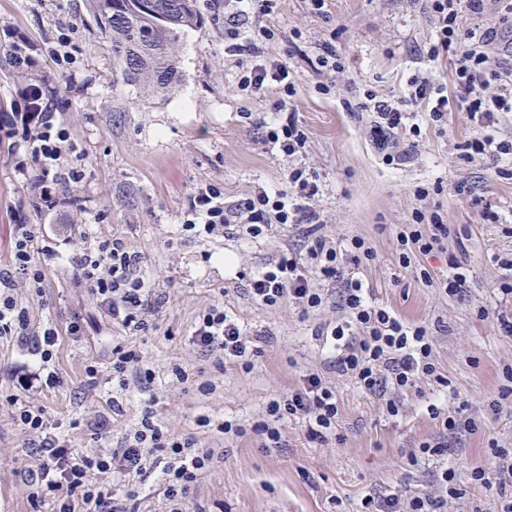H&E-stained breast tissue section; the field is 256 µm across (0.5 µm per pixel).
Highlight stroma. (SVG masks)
<instances>
[{
	"mask_svg": "<svg viewBox=\"0 0 512 512\" xmlns=\"http://www.w3.org/2000/svg\"><path fill=\"white\" fill-rule=\"evenodd\" d=\"M209 5L210 19L187 30L179 44V82L168 95L153 97L113 78L109 45L94 24L71 26L69 14L82 10L83 0H0V46H29L37 70L57 89V111L86 152L85 180L60 187V194L83 200L98 237L122 239L144 255L164 296L147 329L132 334L76 286L71 268L48 270L42 295L18 291L33 324L49 321L65 329L79 316L91 326L86 335L63 336L51 362L62 382L38 393L18 382L25 351L0 342V394L42 407L85 452L116 445L146 411L170 433L196 437L215 456L190 494L189 512H362L369 496L431 492L436 461L414 464L409 456L419 443L440 436L438 420L427 412L433 404L465 422L448 438V465L464 494L449 500L447 512H472L493 498L471 480L474 469L490 467V442L512 448V396H500L512 366V336L503 335L496 320L477 315L481 306L505 307L499 278L502 261L512 259V233L504 227L512 221V180L497 176L493 158L458 160L456 146L472 132L461 110L449 112L444 127L422 125L411 158L390 165L370 137V113L355 109L368 90L407 100L408 81L422 69L418 51L434 35L425 0H327L321 15L310 12L307 0H279L263 23L278 34L268 58L290 66L297 93L287 99L273 86L254 96L238 90L241 59L224 51L223 0ZM65 27L71 30L68 51L81 61L71 79L45 48ZM326 43L341 57L339 72L314 65ZM324 84L331 85L330 93L321 92ZM282 99L309 133L307 151L296 162L317 175L312 205L321 219L318 234L336 241L365 238L375 258L358 276L376 301L409 322L442 325L433 360L448 384L420 381L400 395V412L392 416L384 401L331 374L340 404L335 439L308 442L301 421L292 420L283 430L284 447L266 448L252 434L219 433L215 423L251 425L263 419L272 399L300 388L304 374L324 370L326 354L315 330L341 318L340 287L324 283L323 307L307 314L289 303L261 308L247 294L250 277L281 251L305 249L301 230L204 241L188 237L181 221L189 192L202 183L222 186L228 204L285 187L294 161L266 143L261 130L276 121ZM437 182L442 193L418 202L416 189ZM461 184L469 194L458 193ZM484 203L499 212L501 223L483 222ZM421 205L442 215L448 238L443 252L416 263L436 276L448 254H462L463 296L424 287L398 262L396 233L412 223ZM30 215L26 181L2 140L0 269L10 262L17 224ZM218 302L248 332L269 337L251 370L218 367L214 354L190 341L198 315ZM116 342L136 349L155 372L151 394L126 392L118 412L107 379ZM176 364L191 369L187 383L172 377ZM90 365L99 370L97 381L86 374ZM98 414L110 419L109 433L99 440L85 427ZM201 416L210 417L211 426H198ZM29 438L10 410L0 407V512H50L46 505L34 510L21 481L30 464Z\"/></svg>",
	"mask_w": 512,
	"mask_h": 512,
	"instance_id": "1",
	"label": "stroma"
}]
</instances>
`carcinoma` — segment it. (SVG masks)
I'll return each instance as SVG.
<instances>
[{"mask_svg":"<svg viewBox=\"0 0 512 512\" xmlns=\"http://www.w3.org/2000/svg\"><path fill=\"white\" fill-rule=\"evenodd\" d=\"M89 20L110 45L116 77L165 95L179 77L176 47L204 15L198 0H85L73 23Z\"/></svg>","mask_w":512,"mask_h":512,"instance_id":"obj_1","label":"carcinoma"}]
</instances>
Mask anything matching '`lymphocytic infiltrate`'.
<instances>
[{"label":"lymphocytic infiltrate","instance_id":"lymphocytic-infiltrate-1","mask_svg":"<svg viewBox=\"0 0 512 512\" xmlns=\"http://www.w3.org/2000/svg\"><path fill=\"white\" fill-rule=\"evenodd\" d=\"M277 2L224 0L227 51L252 59L237 81L239 91L248 95L272 85L280 86L286 96L296 93L287 63L265 58L266 44L275 33L261 20ZM485 2L426 0L435 36L421 54L432 63L452 59L453 82L446 85L433 75L415 74L410 80V97L423 106L428 122L436 126L447 123L452 107L467 112L475 134L463 144L465 158L473 161L493 156L501 164L500 174L511 178L512 142H494L486 130L500 113L512 112V51L496 48L502 26L512 27V0H495L500 26L463 28L464 16L482 15ZM361 108L376 116L370 134L378 148L385 150L386 161L400 164L410 159L413 149L399 147L398 135L405 130L419 133L420 126L413 123L404 103L370 94ZM0 138L12 142L16 168L26 179L29 206L38 218L34 224H18L11 264L0 271V338H11L25 346L38 364L30 374L31 381L51 387L60 382L58 373L49 368L59 331L50 323L32 330L30 312L19 301L18 288L42 293L46 266L71 264L77 285L88 290L112 322L132 333L146 329L148 316L159 311L161 297L144 257L130 251L121 239H99L90 224L82 226L81 247L75 255L39 252L38 242L46 233L45 219L68 204L59 196L58 185L78 184L85 178L84 152L56 113L42 111L38 101H30L26 110L0 116ZM287 181L285 189L262 192L229 206L224 203L223 188L211 183L198 185L187 198L182 228L196 237L234 228L257 238L276 224L285 227L318 222V214L309 205L319 192L314 176L296 168L289 172ZM447 237L448 227L437 212L415 210L413 223L405 225L396 236L398 260L402 267L414 268L422 284L455 296L464 293L467 282L457 255H449L448 271L439 278L427 268L412 265L416 256L442 251ZM374 257L364 238H351L339 249L317 236L309 240L305 255L286 251L268 263L251 278L248 294L263 307L273 308L288 300L309 310L323 304L322 294L311 286L312 280L341 283L346 317L318 330L319 336L338 343V353L329 367L352 378L362 390L384 399L388 413L395 416L399 413L397 396L418 381L433 379L443 387L448 381L438 375L433 362L429 327L410 323L391 308L375 304L370 287L356 277V270ZM264 340L261 334L248 335L220 304L198 316L191 334L193 344L245 369L250 368ZM111 371L113 381L123 390L134 385L140 391H150L155 378L137 351L120 344L112 347ZM7 402L14 408L15 422L30 435L26 454L35 465L22 476L28 498L35 506L51 502L52 512H127L94 476L145 475L157 452L164 455L163 497L169 512H184L191 490L214 459L213 450L198 448L194 437L171 436L148 413L119 447L90 455L77 450L68 435L57 431L42 407L18 404L12 396ZM339 411L336 391L324 375L309 373L301 388L269 402L267 420L256 424L253 431L264 447L279 448L283 445L282 421L298 419L305 427L306 439L322 444L335 435ZM454 479V471L443 468L437 474L434 493L407 500L395 495L370 497L364 507L366 512H445L449 499L462 495Z\"/></svg>","mask_w":512,"mask_h":512}]
</instances>
